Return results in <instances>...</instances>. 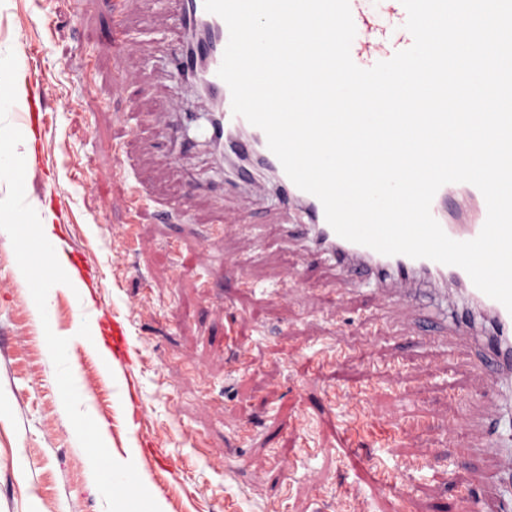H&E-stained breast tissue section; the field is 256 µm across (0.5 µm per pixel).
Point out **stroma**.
<instances>
[{
    "instance_id": "1",
    "label": "stroma",
    "mask_w": 512,
    "mask_h": 512,
    "mask_svg": "<svg viewBox=\"0 0 512 512\" xmlns=\"http://www.w3.org/2000/svg\"><path fill=\"white\" fill-rule=\"evenodd\" d=\"M0 0V54L40 78L46 110L25 185L75 255L100 269V321L123 314L139 384L116 400L95 356L84 376L113 457L135 453L164 512H442L459 491L492 496L481 424L491 401L473 336L440 324V292L376 298L275 223L274 199L221 233L224 173L179 143L155 112L176 93L180 0ZM138 44L130 56L124 42ZM136 73L126 85L122 74ZM144 202L129 207V185ZM11 243L0 240V512H106L90 461L47 377ZM257 288L238 286L239 276ZM465 421L459 438L448 419ZM410 471L409 503L381 474Z\"/></svg>"
}]
</instances>
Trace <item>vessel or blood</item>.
Segmentation results:
<instances>
[{
	"label": "vessel or blood",
	"mask_w": 512,
	"mask_h": 512,
	"mask_svg": "<svg viewBox=\"0 0 512 512\" xmlns=\"http://www.w3.org/2000/svg\"><path fill=\"white\" fill-rule=\"evenodd\" d=\"M349 7L356 28L350 54L357 66L371 68L412 45L413 37L405 27L407 12L401 0H349ZM181 19L190 25L193 42L190 47L176 51L172 63L181 80L201 90L210 103L204 133L221 147V157L230 168L224 181L225 190L247 199L265 195L275 198L279 218L297 216L301 237L315 253L327 256L337 266L354 269L382 299H405L418 286L425 285L453 290L468 305L489 316L498 343L474 369L487 378L493 397H501L503 380L512 376V312L478 290L460 267L401 254L387 256L337 235L325 219L320 200L299 189L287 176L270 151L265 133L233 113L230 89L217 74L229 40L225 21L206 11L204 0H182ZM24 83L27 129L19 150L29 156L35 153L41 132L43 93L39 80L28 77ZM431 213L450 238L469 241L479 235L487 217V206L474 185L448 183L436 192ZM105 342L113 367L124 372L129 397H136L130 337L120 314H113ZM484 428L498 456L494 478L512 480V413L496 403L484 420ZM453 509L454 512H512V493L490 500L462 493L455 498Z\"/></svg>",
	"instance_id": "obj_1"
}]
</instances>
